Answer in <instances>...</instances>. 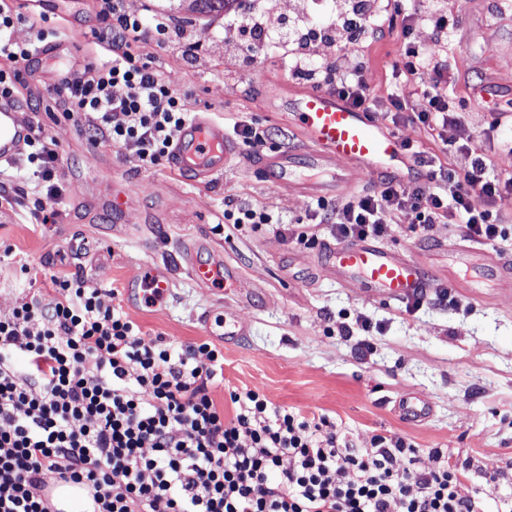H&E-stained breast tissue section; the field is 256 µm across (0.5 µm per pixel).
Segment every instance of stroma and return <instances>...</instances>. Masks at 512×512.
Masks as SVG:
<instances>
[{"label":"stroma","mask_w":512,"mask_h":512,"mask_svg":"<svg viewBox=\"0 0 512 512\" xmlns=\"http://www.w3.org/2000/svg\"><path fill=\"white\" fill-rule=\"evenodd\" d=\"M129 13L147 22L167 18L186 27L198 50L186 61L181 46L140 44L141 58L172 78L193 112H207L225 128L251 123L273 132L268 155L300 148L292 119L268 93L282 95L315 88L299 77L287 58L265 53L253 67L224 50V18L175 8L171 0H124ZM94 0H27L25 12L45 16V29L67 35L72 24L89 31ZM420 0H391L381 12L382 31L342 46L348 62L365 60V78L375 96L371 118L442 164L461 167L462 154L446 152L419 124L393 125L392 95L417 99L416 83L393 76L405 37L435 45L448 72V92L466 101L460 115L475 146L487 149L495 172L512 173V0H442L458 18L456 28L435 36L425 20L405 32L404 18L418 12ZM25 95L22 123L54 139L62 160L55 181L62 190L53 224L32 223L26 206L0 207V314L17 303L45 298L54 274H76L89 285L124 289L127 279L160 263L174 272L165 305L153 309L124 303L123 309L148 337L163 336L172 345L210 341L224 351V382L213 397L232 414L230 391L256 390L273 406L324 415L355 448L369 447L374 435H398L420 450L419 465H433V450L468 474L462 492L482 512H496L512 498V284L488 286L486 299L470 297L462 283L467 273L448 265L446 248L463 235L448 223L421 228L392 225L381 245L421 260L429 271L456 282L454 300L424 305L366 296L337 282L321 264L319 250L276 234L271 225L222 224L225 196L266 206L284 222L307 219L314 199L266 180L257 155L242 149L224 176L204 184L190 172L162 165L141 168L134 144L110 147L92 142L91 118H66L50 91L58 76L39 61L21 65ZM500 119L496 131L488 124ZM120 206H113V199ZM201 243V259L222 258L247 286L237 302L234 289L219 291L198 283L188 272L182 251ZM248 326L246 335L225 343L217 323L225 306ZM211 314L203 323V314ZM371 319L372 336L356 330ZM351 326L345 336L341 327ZM427 403L421 422L396 412L399 400Z\"/></svg>","instance_id":"obj_1"}]
</instances>
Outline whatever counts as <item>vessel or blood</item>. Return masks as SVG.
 <instances>
[{
    "label": "vessel or blood",
    "mask_w": 512,
    "mask_h": 512,
    "mask_svg": "<svg viewBox=\"0 0 512 512\" xmlns=\"http://www.w3.org/2000/svg\"><path fill=\"white\" fill-rule=\"evenodd\" d=\"M302 142L301 153L285 152L260 157L268 181L298 189L311 198L344 197L368 184L374 176H402L411 163L402 140L335 94L306 90L290 102ZM28 129L18 120L17 108L0 105V160L16 158ZM240 153L222 122L195 116L181 129L171 154L174 168L209 181L232 167ZM198 248L186 249L184 261L191 276L204 285L230 281L222 265L201 261ZM320 260L341 284L357 286L369 296L405 303L442 288L441 278L407 255L372 240L326 243ZM493 267L496 276L512 280V259L494 258L478 249L453 244L449 265ZM171 279L158 267L147 268L126 285L131 303L155 305L170 291Z\"/></svg>",
    "instance_id": "b4317fda"
}]
</instances>
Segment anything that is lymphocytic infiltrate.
Wrapping results in <instances>:
<instances>
[{
    "instance_id": "lymphocytic-infiltrate-1",
    "label": "lymphocytic infiltrate",
    "mask_w": 512,
    "mask_h": 512,
    "mask_svg": "<svg viewBox=\"0 0 512 512\" xmlns=\"http://www.w3.org/2000/svg\"><path fill=\"white\" fill-rule=\"evenodd\" d=\"M373 2L341 0L317 35L305 4L284 20L259 2L224 27L243 33L229 42L243 62L254 64L273 48L295 73L313 78L311 45L338 48L377 29ZM95 11L90 34L105 58L65 74L52 93L66 117L94 115L93 137L135 143L142 167L153 168L169 160L191 115L173 81L134 47L170 29L147 28L123 0H96ZM24 18L17 0H0V104L22 100L19 66L49 37L43 30L37 41L14 40ZM394 70L424 91L417 107L394 98L393 122L421 124L449 150L465 152L469 164L443 169L411 150V180L390 178L333 206L317 201L312 221L331 225L339 242L384 236L403 216L424 228L452 218L478 241L507 237L495 200L512 190V175L492 174L467 131L448 140L465 103L443 88L438 62L409 41ZM365 71L359 61L332 81L338 96L366 111L373 96ZM25 145L37 179L32 216L57 217V143L33 132ZM476 195L485 200L479 210L471 205ZM51 283L47 301H23L0 314V512H50L51 478L87 489L94 512H481L462 494L457 467L438 452L433 469H420L419 450L404 437L376 435L358 450L327 417L273 407L254 390L231 392L235 413L225 417L212 396L224 371L219 348L145 338L118 304L117 289L67 275Z\"/></svg>"
}]
</instances>
